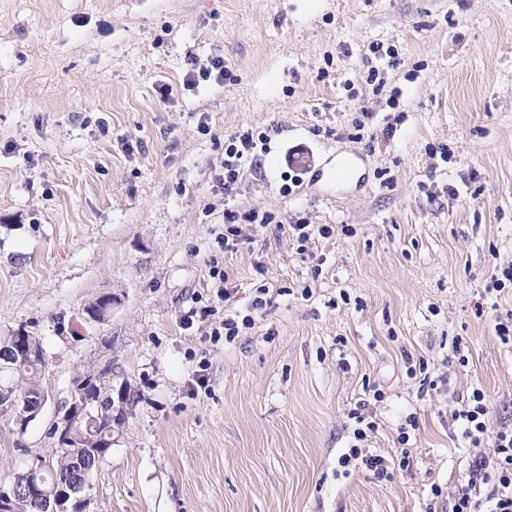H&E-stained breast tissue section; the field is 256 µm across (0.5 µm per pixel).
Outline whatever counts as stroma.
I'll return each instance as SVG.
<instances>
[{"instance_id":"stroma-1","label":"stroma","mask_w":512,"mask_h":512,"mask_svg":"<svg viewBox=\"0 0 512 512\" xmlns=\"http://www.w3.org/2000/svg\"><path fill=\"white\" fill-rule=\"evenodd\" d=\"M216 58L232 79L184 88ZM246 130L260 166L228 195ZM228 208L271 222L224 253ZM301 220L333 229L303 255ZM213 257L254 318L231 342L181 323ZM508 267L512 0H0V336L39 339L50 395L26 432L0 416V478L55 457L57 405L107 343L137 401L83 512H448L512 428V285L485 290ZM476 388L473 448L452 414ZM361 405L390 479L338 465ZM256 143L252 131L246 130L234 136L224 147V173L219 179L224 193H230L245 173L257 167L253 154Z\"/></svg>"}]
</instances>
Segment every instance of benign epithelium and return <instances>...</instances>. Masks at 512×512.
I'll list each match as a JSON object with an SVG mask.
<instances>
[{
	"label": "benign epithelium",
	"mask_w": 512,
	"mask_h": 512,
	"mask_svg": "<svg viewBox=\"0 0 512 512\" xmlns=\"http://www.w3.org/2000/svg\"><path fill=\"white\" fill-rule=\"evenodd\" d=\"M114 298L110 293H103L96 298L95 307L84 306L82 313L87 319L101 323L112 314ZM0 356L7 361V366L16 367L26 362H44V354L34 336L23 326L12 330L9 335L0 338ZM101 366L75 373L70 381L69 398L60 409L64 413L60 420L53 422V429L62 445L66 447L83 448L89 457H103L105 449L112 447V438H103L97 434L86 435L79 431L78 425L99 424L100 413L94 405V398L86 393L88 387L95 384ZM48 392L43 390L17 403L13 400L0 401V415L14 420L19 431L39 419L48 402ZM46 462L35 457L32 463L22 472L15 474L7 484H0V512H14L15 501L26 499L37 512H65L67 496L56 486L45 482L43 472Z\"/></svg>",
	"instance_id": "obj_1"
}]
</instances>
